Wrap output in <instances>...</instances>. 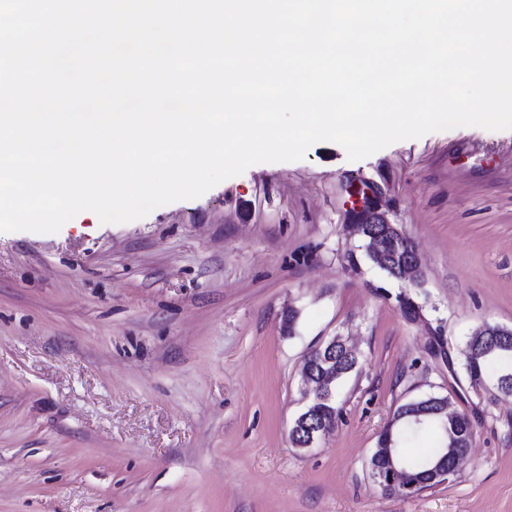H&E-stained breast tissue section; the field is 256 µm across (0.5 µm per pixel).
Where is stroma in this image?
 I'll return each mask as SVG.
<instances>
[{"label": "stroma", "mask_w": 512, "mask_h": 512, "mask_svg": "<svg viewBox=\"0 0 512 512\" xmlns=\"http://www.w3.org/2000/svg\"><path fill=\"white\" fill-rule=\"evenodd\" d=\"M352 184L412 240L419 285L366 258ZM485 323L512 328V130L359 161L320 142L136 221L0 232V512H512V397L465 380ZM336 335L359 357L343 420L293 448L303 357ZM428 394L468 415L469 453L417 497L383 493L370 454Z\"/></svg>", "instance_id": "stroma-1"}]
</instances>
